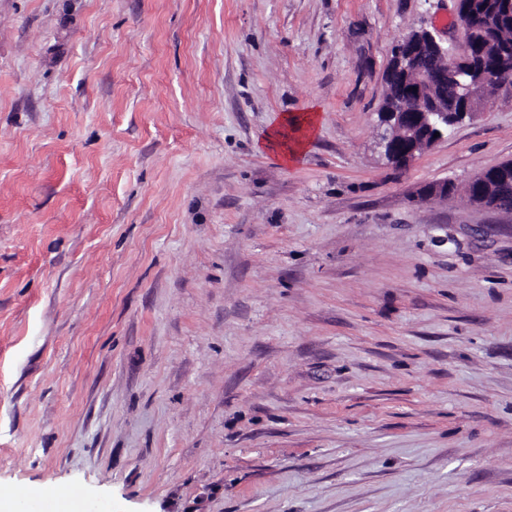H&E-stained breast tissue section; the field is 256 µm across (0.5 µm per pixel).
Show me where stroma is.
Instances as JSON below:
<instances>
[{"label": "stroma", "mask_w": 512, "mask_h": 512, "mask_svg": "<svg viewBox=\"0 0 512 512\" xmlns=\"http://www.w3.org/2000/svg\"><path fill=\"white\" fill-rule=\"evenodd\" d=\"M454 0H0V490L79 512H512V86L407 167ZM315 114L298 158L259 143ZM496 166L491 167L493 170L488 168L474 174L463 185H456V190L451 192L450 189L455 184L448 180L430 183L420 190L416 200L425 202L433 198L448 199L451 196L461 195L472 206L506 212L505 209L497 207V204L506 197L512 198L511 170L509 171L510 181V179L497 177ZM458 187L461 188L458 189Z\"/></svg>", "instance_id": "obj_1"}]
</instances>
